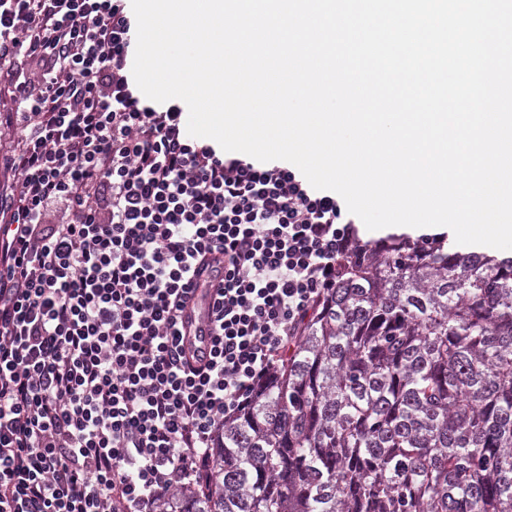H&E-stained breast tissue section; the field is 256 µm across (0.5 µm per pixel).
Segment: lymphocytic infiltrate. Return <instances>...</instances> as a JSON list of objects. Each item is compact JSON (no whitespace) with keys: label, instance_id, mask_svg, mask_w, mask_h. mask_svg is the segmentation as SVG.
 Wrapping results in <instances>:
<instances>
[{"label":"lymphocytic infiltrate","instance_id":"f902f5d3","mask_svg":"<svg viewBox=\"0 0 512 512\" xmlns=\"http://www.w3.org/2000/svg\"><path fill=\"white\" fill-rule=\"evenodd\" d=\"M128 0H0V512H154L336 283L341 200L184 133L130 78ZM224 260L208 357L179 331Z\"/></svg>","mask_w":512,"mask_h":512}]
</instances>
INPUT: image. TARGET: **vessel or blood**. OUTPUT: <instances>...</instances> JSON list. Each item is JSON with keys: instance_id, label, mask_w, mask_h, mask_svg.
I'll list each match as a JSON object with an SVG mask.
<instances>
[{"instance_id": "b4317fda", "label": "vessel or blood", "mask_w": 512, "mask_h": 512, "mask_svg": "<svg viewBox=\"0 0 512 512\" xmlns=\"http://www.w3.org/2000/svg\"><path fill=\"white\" fill-rule=\"evenodd\" d=\"M221 279L222 274L216 271L214 264L199 266L180 324L184 347L188 353L201 356L209 352L212 338L211 311Z\"/></svg>"}]
</instances>
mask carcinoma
<instances>
[{
	"label": "carcinoma",
	"mask_w": 512,
	"mask_h": 512,
	"mask_svg": "<svg viewBox=\"0 0 512 512\" xmlns=\"http://www.w3.org/2000/svg\"><path fill=\"white\" fill-rule=\"evenodd\" d=\"M157 512H512V257L356 238Z\"/></svg>",
	"instance_id": "obj_1"
}]
</instances>
